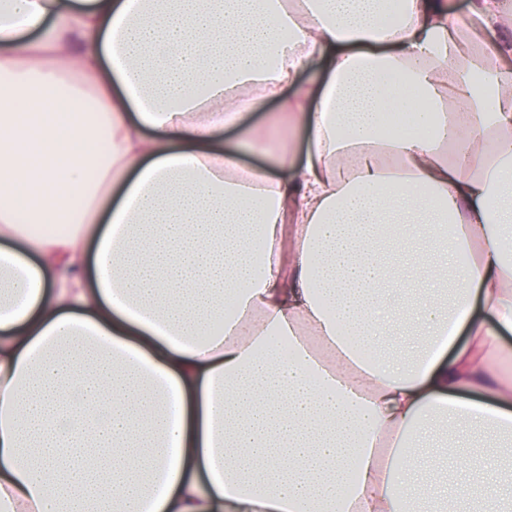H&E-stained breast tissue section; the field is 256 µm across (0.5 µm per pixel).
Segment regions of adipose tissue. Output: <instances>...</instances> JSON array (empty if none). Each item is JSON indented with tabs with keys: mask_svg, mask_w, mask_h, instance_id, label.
<instances>
[{
	"mask_svg": "<svg viewBox=\"0 0 512 512\" xmlns=\"http://www.w3.org/2000/svg\"><path fill=\"white\" fill-rule=\"evenodd\" d=\"M390 7L0 0V512H512V5ZM277 103H269L263 111L248 113L239 127L224 130L225 146L235 142L246 130H258L264 121L263 112H272L277 109Z\"/></svg>",
	"mask_w": 512,
	"mask_h": 512,
	"instance_id": "1",
	"label": "adipose tissue"
}]
</instances>
